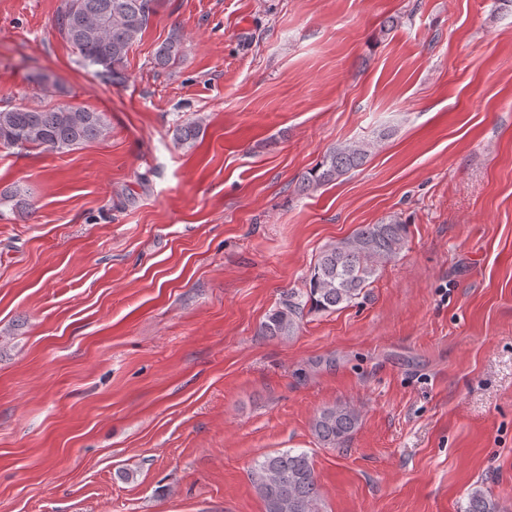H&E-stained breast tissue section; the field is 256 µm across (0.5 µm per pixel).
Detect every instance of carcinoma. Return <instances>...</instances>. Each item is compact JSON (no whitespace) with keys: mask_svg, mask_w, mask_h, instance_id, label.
Returning a JSON list of instances; mask_svg holds the SVG:
<instances>
[{"mask_svg":"<svg viewBox=\"0 0 512 512\" xmlns=\"http://www.w3.org/2000/svg\"><path fill=\"white\" fill-rule=\"evenodd\" d=\"M162 0H66L58 17L64 38L76 50L78 62L96 76L122 79L128 53L140 40ZM183 53L181 40L170 35L154 53V64L166 68ZM103 112L82 106L52 109L14 106L0 110V144L25 149L41 147L65 153L105 136ZM200 131L196 122L177 127L176 139L188 145ZM367 143L352 141L327 151L302 178L303 188L332 182L364 165ZM406 241V225L397 219L365 224L350 236L327 245L306 280L303 292L290 291L262 325L267 336H290L298 327L303 303L316 311H336L353 303L379 275L380 267L396 258ZM359 414L347 404L325 407L312 420L313 434L326 447H341L357 428ZM253 487L265 512H320L317 477L305 452L288 449L263 457L252 472ZM460 512H500L499 503L480 486L473 487Z\"/></svg>","mask_w":512,"mask_h":512,"instance_id":"obj_1","label":"carcinoma"}]
</instances>
